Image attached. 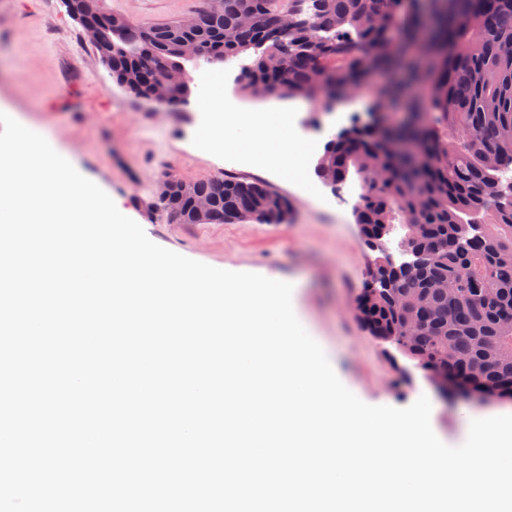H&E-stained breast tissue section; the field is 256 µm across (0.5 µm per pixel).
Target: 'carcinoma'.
Listing matches in <instances>:
<instances>
[{"mask_svg": "<svg viewBox=\"0 0 512 512\" xmlns=\"http://www.w3.org/2000/svg\"><path fill=\"white\" fill-rule=\"evenodd\" d=\"M104 20L93 44L115 83L174 107L182 44L207 63L255 57L239 73L250 96L323 103L373 89L381 124L352 118L323 146L318 178L350 172L366 247L379 253L355 318L431 379L479 400L512 401V0H206L199 24L141 25L89 0ZM281 224L293 203L261 181L174 178L145 202L151 216L197 224ZM399 256L388 248L397 230Z\"/></svg>", "mask_w": 512, "mask_h": 512, "instance_id": "carcinoma-1", "label": "carcinoma"}]
</instances>
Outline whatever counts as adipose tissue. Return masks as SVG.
Listing matches in <instances>:
<instances>
[{
	"instance_id": "adipose-tissue-1",
	"label": "adipose tissue",
	"mask_w": 512,
	"mask_h": 512,
	"mask_svg": "<svg viewBox=\"0 0 512 512\" xmlns=\"http://www.w3.org/2000/svg\"><path fill=\"white\" fill-rule=\"evenodd\" d=\"M194 137L200 149L210 150L214 145L259 151L270 155L287 153L291 140L288 128L279 113L269 112L263 123L252 122L250 114L239 113L225 118L222 111H213L209 123L199 127Z\"/></svg>"
}]
</instances>
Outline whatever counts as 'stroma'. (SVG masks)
I'll list each match as a JSON object with an SVG mask.
<instances>
[{
	"label": "stroma",
	"mask_w": 512,
	"mask_h": 512,
	"mask_svg": "<svg viewBox=\"0 0 512 512\" xmlns=\"http://www.w3.org/2000/svg\"><path fill=\"white\" fill-rule=\"evenodd\" d=\"M112 11L140 24L168 22L203 8L204 0H105ZM251 54L220 64L222 96L236 112L294 113L319 129L320 140L365 116L370 95H350V111L336 113L315 98L252 97L236 77ZM182 68L191 93L174 109L171 122L118 87L65 0H0V112L50 130L61 149L102 189L123 201L126 214L154 243L190 259L235 272H252L293 285V303L328 356L344 360L347 386L370 405L405 408L431 381L409 360L393 366L384 347L368 336L352 314L354 299L374 257L364 245L352 206L336 202L341 193L359 192L362 180L350 175L342 187L317 176L306 182L286 177L278 167H257L196 149L189 131L201 125L203 102L212 86L203 84L200 64ZM186 182L221 176L259 180L288 196L294 208L281 224H175L152 219L140 206L152 196L161 171ZM434 421L448 445L462 439V409L469 400L440 395Z\"/></svg>",
	"instance_id": "stroma-1"
}]
</instances>
